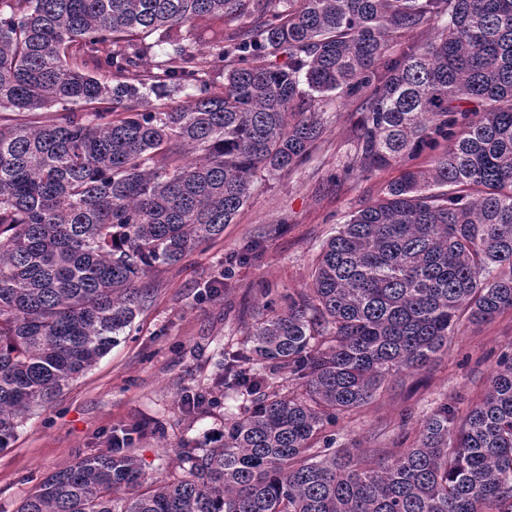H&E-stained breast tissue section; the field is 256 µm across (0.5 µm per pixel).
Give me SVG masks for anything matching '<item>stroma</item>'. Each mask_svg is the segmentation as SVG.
Listing matches in <instances>:
<instances>
[{
    "label": "stroma",
    "instance_id": "stroma-1",
    "mask_svg": "<svg viewBox=\"0 0 512 512\" xmlns=\"http://www.w3.org/2000/svg\"><path fill=\"white\" fill-rule=\"evenodd\" d=\"M359 108L356 99L324 104L326 132L308 161L263 174L222 238L143 279L149 299L129 334L48 408L29 414L0 451V512H17L47 476L124 436L132 437L146 476L156 477L177 468L182 441L222 435L241 401L211 386L219 351L236 350L259 318L261 290L280 302L309 287L323 241L401 174L395 165L342 177ZM505 356L512 357V310L462 322L448 352L390 378L329 431L340 448L410 447L417 421L441 403L462 415L478 403ZM210 388L220 407L186 416L183 396Z\"/></svg>",
    "mask_w": 512,
    "mask_h": 512
}]
</instances>
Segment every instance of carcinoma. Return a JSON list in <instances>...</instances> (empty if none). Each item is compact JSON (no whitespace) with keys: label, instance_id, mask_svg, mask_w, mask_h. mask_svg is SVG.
I'll use <instances>...</instances> for the list:
<instances>
[{"label":"carcinoma","instance_id":"obj_1","mask_svg":"<svg viewBox=\"0 0 512 512\" xmlns=\"http://www.w3.org/2000/svg\"><path fill=\"white\" fill-rule=\"evenodd\" d=\"M332 96L361 107L342 175L402 172L220 353L242 399L223 438L160 478L89 455L17 512H512V359L462 424L445 402L374 466L326 434L512 309V0H0V448L131 328L148 273L310 158ZM441 26V21L432 19L422 27L412 30L405 31L394 37L389 43L388 55L390 57H396L400 54L404 46L409 43H417L419 45H426L435 39L438 28Z\"/></svg>","mask_w":512,"mask_h":512}]
</instances>
